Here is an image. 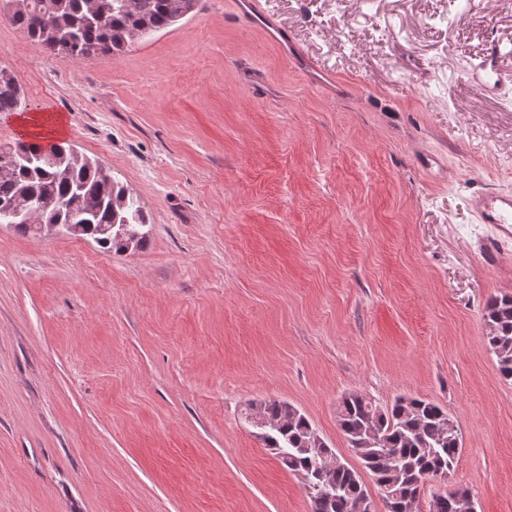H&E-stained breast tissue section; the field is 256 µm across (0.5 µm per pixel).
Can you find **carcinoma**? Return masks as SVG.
Returning <instances> with one entry per match:
<instances>
[{"mask_svg": "<svg viewBox=\"0 0 512 512\" xmlns=\"http://www.w3.org/2000/svg\"><path fill=\"white\" fill-rule=\"evenodd\" d=\"M0 17L22 30L44 52L76 61L116 56L136 40L161 31L193 12L198 0H0ZM23 91L13 74L0 68V112H15ZM11 158L0 175V223L13 224L1 208L30 202L45 224H144L140 201L111 171L81 156L65 143H1ZM487 345L497 369L512 381V297L487 302ZM247 418L282 465L297 473L312 512H375L362 472L336 461L329 479L325 460L334 452L309 419L291 405L264 401ZM337 421L352 453L369 473L386 512H420L424 482L447 476L462 452L458 423L441 405L420 397L399 396L388 407L349 393L337 404ZM468 490L456 488L431 500L429 512H459Z\"/></svg>", "mask_w": 512, "mask_h": 512, "instance_id": "1", "label": "carcinoma"}]
</instances>
